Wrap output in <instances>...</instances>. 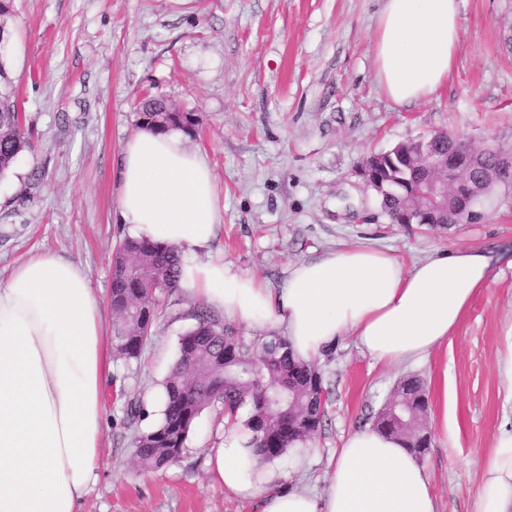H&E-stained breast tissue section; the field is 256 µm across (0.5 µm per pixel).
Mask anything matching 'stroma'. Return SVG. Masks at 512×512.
Wrapping results in <instances>:
<instances>
[{
    "mask_svg": "<svg viewBox=\"0 0 512 512\" xmlns=\"http://www.w3.org/2000/svg\"><path fill=\"white\" fill-rule=\"evenodd\" d=\"M382 0H13V36L0 60L34 143L0 180V280L30 255L80 263L101 299L112 254L128 234L117 210L124 142L138 131L135 103L167 99L197 121L189 148L204 153L224 205L216 238L198 260L223 257L277 288L297 262L331 248L375 246L412 266L474 247L490 279L447 346L416 367H383L353 339L319 363L330 392L315 455L287 485L323 489L351 432L371 425L396 385L426 384L428 414L447 421V443L423 462L439 512H472L479 460L512 429V384L501 372L512 331V180L496 183L478 224L433 231L390 224L359 175L370 154L449 131L474 149L512 156V0H459V46L447 82L400 105L375 75L371 35ZM142 355L117 360L105 387L98 479L83 512H257L208 474L224 444L221 406L206 409L180 461L138 470L135 438L160 412L148 403L195 323L184 289L160 298ZM146 405L127 417V402Z\"/></svg>",
    "mask_w": 512,
    "mask_h": 512,
    "instance_id": "obj_1",
    "label": "stroma"
}]
</instances>
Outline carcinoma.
Wrapping results in <instances>:
<instances>
[{"instance_id": "cac0c4a2", "label": "carcinoma", "mask_w": 512, "mask_h": 512, "mask_svg": "<svg viewBox=\"0 0 512 512\" xmlns=\"http://www.w3.org/2000/svg\"><path fill=\"white\" fill-rule=\"evenodd\" d=\"M139 126L164 133L172 128L189 132L195 126L191 114L179 112L161 98H148L138 105ZM31 148L18 111L15 91L0 93V179L16 164L20 153ZM453 137L443 140L426 136L398 147L380 171L384 205L401 211L419 198L422 177L408 169L403 153H448L456 157ZM181 253L178 249L149 241L124 239L112 256L110 299L116 315L112 331V356H140L155 317V297L179 287ZM265 358L250 367L257 350ZM166 394L161 419L138 436L142 453L135 465L155 472L176 464L175 451L187 440L204 410L219 403L234 417L248 410L246 426L253 431L254 452L273 461L299 441L313 438L322 426L325 412L324 376L313 364L295 360L283 338L266 341L260 348L238 336L233 326L202 310L196 325L179 340L178 356L163 383ZM421 381L410 377L400 382L376 419L377 428L405 439L415 454L429 446L415 424L399 423L390 413L391 402L405 401L409 418H426L427 407Z\"/></svg>"}]
</instances>
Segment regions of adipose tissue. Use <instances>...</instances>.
Returning <instances> with one entry per match:
<instances>
[{"instance_id":"obj_1","label":"adipose tissue","mask_w":512,"mask_h":512,"mask_svg":"<svg viewBox=\"0 0 512 512\" xmlns=\"http://www.w3.org/2000/svg\"><path fill=\"white\" fill-rule=\"evenodd\" d=\"M458 0H384L372 36L376 75L388 96L412 104L437 93L457 52ZM222 206L206 158L178 129H143L120 159L118 212L131 237L173 246L180 282L229 320L282 328L296 360L313 363L351 337L387 367L425 361L446 345L490 259L475 248L444 251L405 268L373 247L335 249L295 264L278 288L205 263L197 248L218 232ZM112 339L86 270L39 253L0 281V512H82L98 478ZM211 449L214 483L261 512H439L425 467L403 441L370 426L349 434L331 458L322 490L281 487V471L253 453L251 431L226 421ZM473 512H512V432L480 463Z\"/></svg>"}]
</instances>
